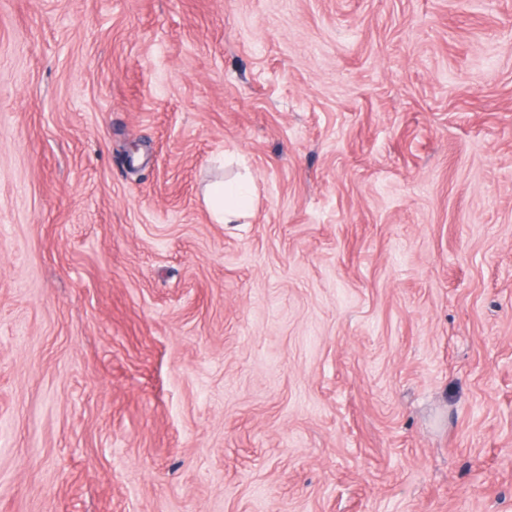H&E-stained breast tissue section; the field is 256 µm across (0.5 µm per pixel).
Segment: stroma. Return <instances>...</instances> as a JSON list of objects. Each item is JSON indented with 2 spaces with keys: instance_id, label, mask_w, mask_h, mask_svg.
<instances>
[{
  "instance_id": "stroma-1",
  "label": "stroma",
  "mask_w": 512,
  "mask_h": 512,
  "mask_svg": "<svg viewBox=\"0 0 512 512\" xmlns=\"http://www.w3.org/2000/svg\"><path fill=\"white\" fill-rule=\"evenodd\" d=\"M0 512H512V0H0ZM205 199L218 224H240L254 210L251 183L246 177L205 187Z\"/></svg>"
}]
</instances>
